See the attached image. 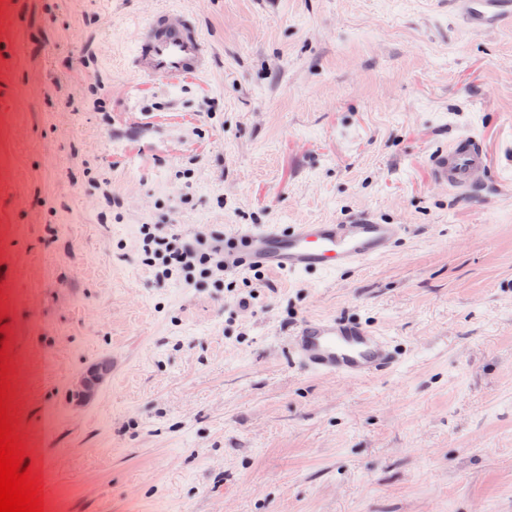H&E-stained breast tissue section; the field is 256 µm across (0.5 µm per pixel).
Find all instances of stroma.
Here are the masks:
<instances>
[{
	"label": "stroma",
	"mask_w": 512,
	"mask_h": 512,
	"mask_svg": "<svg viewBox=\"0 0 512 512\" xmlns=\"http://www.w3.org/2000/svg\"><path fill=\"white\" fill-rule=\"evenodd\" d=\"M197 11L212 74L130 87V22ZM484 140L491 189L428 156ZM408 227L332 275L167 279L139 228ZM398 371L312 376L302 319ZM0 316L44 512H512V24L449 0H0ZM110 372L76 402L95 364ZM454 11L462 17L468 28L483 33L497 27L504 16L512 21L510 0H451ZM507 9V12L504 11ZM286 341L294 363L316 375L365 379L400 366L391 337L359 320L307 317L287 334Z\"/></svg>",
	"instance_id": "stroma-1"
}]
</instances>
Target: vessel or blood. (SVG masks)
I'll return each mask as SVG.
<instances>
[{"label": "vessel or blood", "mask_w": 512, "mask_h": 512, "mask_svg": "<svg viewBox=\"0 0 512 512\" xmlns=\"http://www.w3.org/2000/svg\"><path fill=\"white\" fill-rule=\"evenodd\" d=\"M468 28L482 33L512 15V0H451ZM212 53L190 12L165 7L141 17L131 28L130 51L124 61L136 81L175 80L209 72ZM432 177L463 197L487 180L489 169L482 141L461 135L430 155ZM406 228L370 214L337 224H292L267 227L235 225L224 238V266L269 269L298 275L332 274L363 266L391 253ZM294 363L303 371L345 379H365L396 370L400 357L391 337L367 323L335 316L308 317L286 337Z\"/></svg>", "instance_id": "obj_1"}]
</instances>
